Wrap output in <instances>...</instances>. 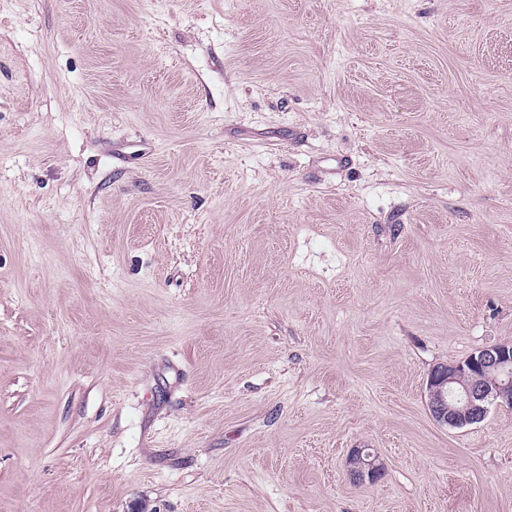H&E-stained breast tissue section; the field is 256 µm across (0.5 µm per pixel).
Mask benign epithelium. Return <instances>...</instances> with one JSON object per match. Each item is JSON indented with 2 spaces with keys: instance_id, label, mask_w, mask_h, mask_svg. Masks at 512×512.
I'll return each mask as SVG.
<instances>
[{
  "instance_id": "benign-epithelium-1",
  "label": "benign epithelium",
  "mask_w": 512,
  "mask_h": 512,
  "mask_svg": "<svg viewBox=\"0 0 512 512\" xmlns=\"http://www.w3.org/2000/svg\"><path fill=\"white\" fill-rule=\"evenodd\" d=\"M492 369L503 379L486 385L478 379ZM427 407L436 422L450 429L482 422L496 402L512 407V345L492 344L456 364L435 367L426 384ZM350 479L374 482L383 471L379 457L355 449L347 459Z\"/></svg>"
}]
</instances>
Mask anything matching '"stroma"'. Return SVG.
<instances>
[{
  "label": "stroma",
  "instance_id": "obj_1",
  "mask_svg": "<svg viewBox=\"0 0 512 512\" xmlns=\"http://www.w3.org/2000/svg\"><path fill=\"white\" fill-rule=\"evenodd\" d=\"M496 343L512 0H0V512H512ZM489 369L504 378L493 385L482 383L477 377ZM495 371L481 378L490 382L496 377ZM511 372L512 345L501 343L489 345L463 362L435 367L426 384L430 414L440 425L455 429L482 422L493 402L512 407ZM469 377L472 379L466 381ZM347 468L353 482L363 483L366 480L374 482L382 475L383 463L377 455L354 449L347 459Z\"/></svg>",
  "mask_w": 512,
  "mask_h": 512
}]
</instances>
